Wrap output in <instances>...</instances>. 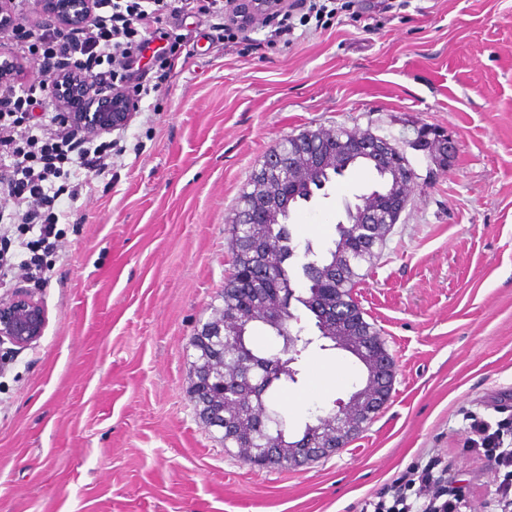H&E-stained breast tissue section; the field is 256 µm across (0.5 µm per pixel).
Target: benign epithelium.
Returning a JSON list of instances; mask_svg holds the SVG:
<instances>
[{
    "label": "benign epithelium",
    "instance_id": "1",
    "mask_svg": "<svg viewBox=\"0 0 512 512\" xmlns=\"http://www.w3.org/2000/svg\"><path fill=\"white\" fill-rule=\"evenodd\" d=\"M38 14L59 27H78L90 17L94 0H34ZM281 0H229L230 8L250 19L263 12L275 9ZM68 94L61 100L64 112L60 118L66 124L74 125L90 135H101L110 130L127 127L134 118L132 103L122 94L101 91L100 86L92 87L81 77L67 79ZM81 92L84 108L81 112H69L67 106L71 95ZM414 144L420 150L436 148L444 155L454 153L453 145L439 136L431 135V129L418 128ZM355 157H367L383 165L392 177L391 191L406 206L414 185L415 175L398 164L393 153L373 134L359 133L351 141L336 138L335 132L328 134L317 131L303 133L285 140V147L277 152L273 162H268L254 170L253 178L258 184L257 192L248 199L246 206L239 209L233 218L235 224H274L280 211L286 206L288 193L285 185L307 183L322 171L340 162L345 152ZM401 212L387 210L384 200L375 195L367 202V209L356 223L390 224L399 220ZM271 300L263 304L264 316L275 322L282 311L279 305V292L269 290ZM47 324V311L35 293L21 286L0 297V346L10 344L19 349L37 343L43 336ZM235 325L224 321V314L213 319V324L203 333L195 334L192 344L213 346L223 337L233 335ZM338 346L353 352L361 360H366V341L360 336L339 339ZM216 375L214 369H199L193 373L191 390L197 399L209 398L207 387ZM387 398L385 381L371 375L361 390V395L340 406L336 415L349 414L350 424L343 425L336 420L334 426H321L304 447L294 451L293 463L305 465L317 457L330 456L345 447L347 437L358 426L359 416L354 411L369 408Z\"/></svg>",
    "mask_w": 512,
    "mask_h": 512
}]
</instances>
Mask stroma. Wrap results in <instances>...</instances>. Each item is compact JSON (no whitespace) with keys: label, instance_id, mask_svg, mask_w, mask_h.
<instances>
[{"label":"stroma","instance_id":"obj_1","mask_svg":"<svg viewBox=\"0 0 512 512\" xmlns=\"http://www.w3.org/2000/svg\"><path fill=\"white\" fill-rule=\"evenodd\" d=\"M123 133L111 176L67 205L65 248L33 283L48 323L0 371V512H362L434 450L483 482L471 415L512 408V0H356L276 49L221 44L208 19ZM448 162L409 146L421 125ZM338 126L404 150L417 179L354 296L394 361L392 393L336 454L254 468L225 452L191 398L192 336L230 271V220L285 138ZM372 175L352 169L290 213L321 251ZM337 362L356 378L327 380ZM280 396L290 433L361 387L362 364L311 346Z\"/></svg>","mask_w":512,"mask_h":512}]
</instances>
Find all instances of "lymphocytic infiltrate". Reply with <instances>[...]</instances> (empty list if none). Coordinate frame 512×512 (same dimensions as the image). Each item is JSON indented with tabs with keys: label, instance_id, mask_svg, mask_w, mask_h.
Segmentation results:
<instances>
[{
	"label": "lymphocytic infiltrate",
	"instance_id": "f902f5d3",
	"mask_svg": "<svg viewBox=\"0 0 512 512\" xmlns=\"http://www.w3.org/2000/svg\"><path fill=\"white\" fill-rule=\"evenodd\" d=\"M27 0H12V24L0 28V43L12 57L38 60L42 77L0 88V194L12 207L0 210V288L15 272L45 279L61 248L64 232L57 214L61 198L78 201L93 179L112 171V141L88 138L59 121L55 86L78 75L128 93L134 104L158 94L181 58L183 38L174 36L154 57V80L139 79L133 65L163 20L187 10L209 18L221 40L232 43L245 28L223 0H95L94 12L77 29L26 23ZM336 13V0H290L278 9V26L267 44L297 38L298 28ZM474 451L485 460L490 479L483 507L512 512V416L473 421ZM473 490L448 478L442 454L408 466L386 484L363 512H473Z\"/></svg>",
	"mask_w": 512,
	"mask_h": 512
}]
</instances>
